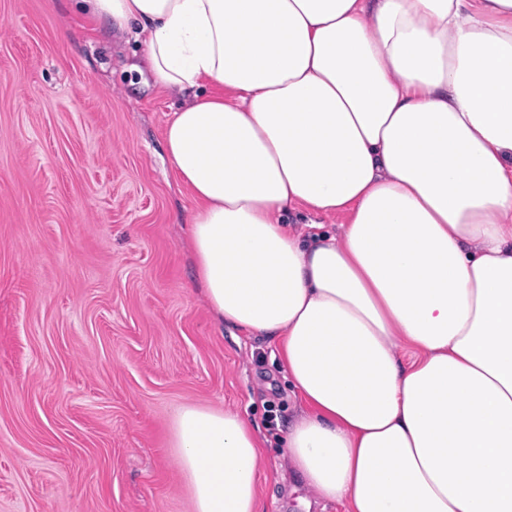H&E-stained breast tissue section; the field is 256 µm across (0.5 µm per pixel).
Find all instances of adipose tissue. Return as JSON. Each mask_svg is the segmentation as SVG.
Here are the masks:
<instances>
[{
    "instance_id": "obj_1",
    "label": "adipose tissue",
    "mask_w": 512,
    "mask_h": 512,
    "mask_svg": "<svg viewBox=\"0 0 512 512\" xmlns=\"http://www.w3.org/2000/svg\"><path fill=\"white\" fill-rule=\"evenodd\" d=\"M192 95L164 149L212 317L277 345L291 483L344 512H512V0H73ZM347 215L292 232L289 213ZM191 512L264 446L190 403Z\"/></svg>"
}]
</instances>
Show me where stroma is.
<instances>
[{"label":"stroma","mask_w":512,"mask_h":512,"mask_svg":"<svg viewBox=\"0 0 512 512\" xmlns=\"http://www.w3.org/2000/svg\"><path fill=\"white\" fill-rule=\"evenodd\" d=\"M137 48L70 0H0V512H191L170 447L189 402L257 426L263 512H341L281 478L299 402L272 342L207 311L163 159L183 99Z\"/></svg>","instance_id":"stroma-1"}]
</instances>
